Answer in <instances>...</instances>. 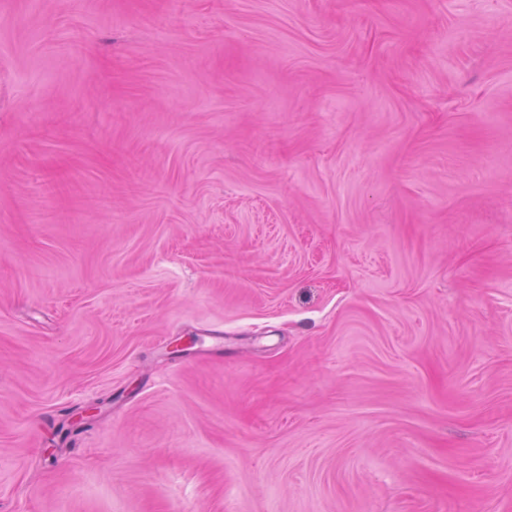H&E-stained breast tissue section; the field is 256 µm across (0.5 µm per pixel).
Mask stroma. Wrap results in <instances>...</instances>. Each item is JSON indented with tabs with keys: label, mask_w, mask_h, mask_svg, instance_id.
<instances>
[{
	"label": "stroma",
	"mask_w": 512,
	"mask_h": 512,
	"mask_svg": "<svg viewBox=\"0 0 512 512\" xmlns=\"http://www.w3.org/2000/svg\"><path fill=\"white\" fill-rule=\"evenodd\" d=\"M0 512H512V0H0Z\"/></svg>",
	"instance_id": "stroma-1"
}]
</instances>
